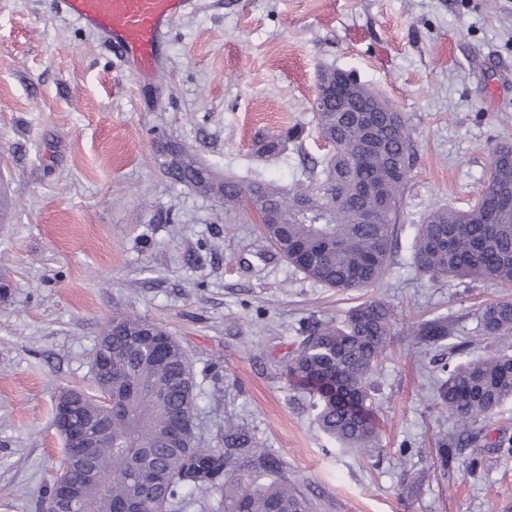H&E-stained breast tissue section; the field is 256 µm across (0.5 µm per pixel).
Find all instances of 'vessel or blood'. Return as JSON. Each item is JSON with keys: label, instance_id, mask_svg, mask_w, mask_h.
I'll use <instances>...</instances> for the list:
<instances>
[{"label": "vessel or blood", "instance_id": "b4317fda", "mask_svg": "<svg viewBox=\"0 0 512 512\" xmlns=\"http://www.w3.org/2000/svg\"><path fill=\"white\" fill-rule=\"evenodd\" d=\"M187 0H53L56 11L102 34L142 78L156 73L159 38Z\"/></svg>", "mask_w": 512, "mask_h": 512}]
</instances>
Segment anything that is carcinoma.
<instances>
[{
	"label": "carcinoma",
	"instance_id": "1",
	"mask_svg": "<svg viewBox=\"0 0 512 512\" xmlns=\"http://www.w3.org/2000/svg\"><path fill=\"white\" fill-rule=\"evenodd\" d=\"M312 110L325 154L308 160L304 181L290 189L263 179L223 177L178 144L171 146L165 168L172 182L213 197L226 212H255L277 254L306 278L338 291L375 288L398 247L403 194L414 165L411 131L394 112L378 128L379 144L365 149L357 113L336 111L334 101ZM295 138L294 131L272 136L260 150L277 157ZM509 190L512 147L505 146L493 153L488 185L472 208L436 207L422 218L412 246L416 270L431 279L511 287L512 211L493 220L489 215L493 195ZM365 210L375 214L370 224L362 221ZM477 319L479 335L501 348L492 356L467 358L465 345L451 346L461 360L443 368L435 398L456 426L438 442L444 467L449 448L476 441L479 420L512 400V300L485 305ZM110 324L112 367L103 369L104 346L96 341L90 353L96 394L86 401H112V436L93 460L72 472L57 470L46 512L56 508L60 479L97 475L109 482L111 501L92 492L80 512H189L197 493L215 501L211 512H314L312 500L285 479L242 478L245 465L274 475L281 468L245 427L229 420L224 447L200 444L195 374L187 352L163 326L121 313ZM300 335L284 373L317 398L315 421L326 436L372 457L380 447L371 416L374 377L398 335L395 315L371 297L336 320L307 322ZM405 335L421 345H439L449 336L448 317L425 320Z\"/></svg>",
	"mask_w": 512,
	"mask_h": 512
}]
</instances>
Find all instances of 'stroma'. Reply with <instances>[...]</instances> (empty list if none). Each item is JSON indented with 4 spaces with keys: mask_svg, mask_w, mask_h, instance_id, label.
I'll return each mask as SVG.
<instances>
[{
    "mask_svg": "<svg viewBox=\"0 0 512 512\" xmlns=\"http://www.w3.org/2000/svg\"><path fill=\"white\" fill-rule=\"evenodd\" d=\"M355 74L412 130L414 167L388 276L339 292L305 278L260 233L253 213L170 181L159 136L226 174L290 187L321 156L311 124L323 71ZM304 127L280 157L260 135ZM512 146V0H193L168 24L157 75L140 78L100 34L52 0H0V512H41L63 441L54 406L92 391L89 352L125 310L187 350L200 385L202 446L225 419L251 429L317 512H512V401L476 443L436 461L454 423L435 405L450 347L495 353L477 312L512 295L492 281H433L410 246L429 210L473 205L490 157ZM373 296L400 329L373 406L380 455L340 449L311 400L284 375L304 322ZM446 316V347L409 348L404 329Z\"/></svg>",
    "mask_w": 512,
    "mask_h": 512,
    "instance_id": "stroma-1",
    "label": "stroma"
}]
</instances>
